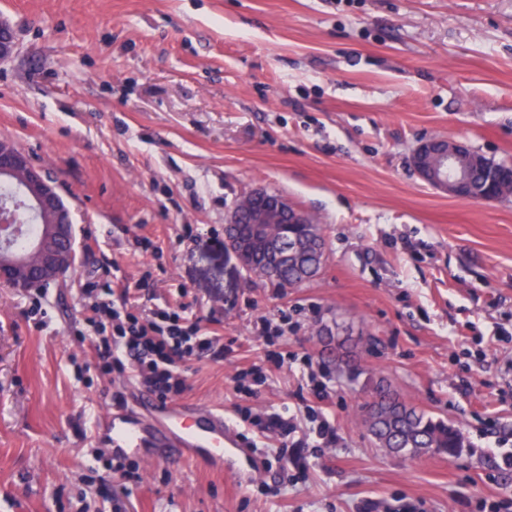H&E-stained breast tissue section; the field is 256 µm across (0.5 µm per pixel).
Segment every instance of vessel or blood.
Masks as SVG:
<instances>
[{
	"label": "vessel or blood",
	"mask_w": 512,
	"mask_h": 512,
	"mask_svg": "<svg viewBox=\"0 0 512 512\" xmlns=\"http://www.w3.org/2000/svg\"><path fill=\"white\" fill-rule=\"evenodd\" d=\"M139 401L146 415L130 411L110 420L114 456L161 454L177 462H201L230 474L242 486L265 471V457L237 437L223 410H193L147 393Z\"/></svg>",
	"instance_id": "vessel-or-blood-1"
}]
</instances>
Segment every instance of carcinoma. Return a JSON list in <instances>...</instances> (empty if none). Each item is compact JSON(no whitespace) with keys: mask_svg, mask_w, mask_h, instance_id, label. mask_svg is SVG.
<instances>
[{"mask_svg":"<svg viewBox=\"0 0 512 512\" xmlns=\"http://www.w3.org/2000/svg\"><path fill=\"white\" fill-rule=\"evenodd\" d=\"M321 265L304 258L280 269L268 281L284 288L317 276ZM363 424L373 444L397 457L443 454L454 457L467 447L461 429L428 411L403 401L391 385L379 382L371 400L360 407Z\"/></svg>","mask_w":512,"mask_h":512,"instance_id":"obj_1","label":"carcinoma"}]
</instances>
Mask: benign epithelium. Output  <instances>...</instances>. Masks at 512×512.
<instances>
[{"label": "benign epithelium", "mask_w": 512, "mask_h": 512, "mask_svg": "<svg viewBox=\"0 0 512 512\" xmlns=\"http://www.w3.org/2000/svg\"><path fill=\"white\" fill-rule=\"evenodd\" d=\"M18 50V39L7 20L0 17V63ZM477 151L452 137H434L418 144L412 165L430 188L465 202H500L512 198V166L502 171L486 166L481 172L486 188L469 191L480 164ZM0 181L14 184L16 195L0 205V284L22 292H40L63 281L76 270L81 255L70 209L57 191L48 169L8 139H0ZM40 224L41 233L30 240L27 249L14 247L25 224ZM308 224V213L287 196L257 187L240 198L227 225L234 230L227 242L243 269L256 274L255 260L264 254L273 264L288 257L293 245L283 236L270 233V225Z\"/></svg>", "instance_id": "benign-epithelium-1"}]
</instances>
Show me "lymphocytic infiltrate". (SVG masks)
<instances>
[{"label":"lymphocytic infiltrate","mask_w":512,"mask_h":512,"mask_svg":"<svg viewBox=\"0 0 512 512\" xmlns=\"http://www.w3.org/2000/svg\"><path fill=\"white\" fill-rule=\"evenodd\" d=\"M128 301L125 291L115 299L97 293L91 297V320L101 334L98 356L104 368L119 373L133 369L151 394L170 400L188 389L179 366L182 359L204 353L223 358V337L201 335L197 323L161 307L119 315L116 303Z\"/></svg>","instance_id":"f902f5d3"}]
</instances>
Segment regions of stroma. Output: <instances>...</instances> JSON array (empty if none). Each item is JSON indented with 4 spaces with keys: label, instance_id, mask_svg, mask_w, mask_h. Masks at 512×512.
I'll use <instances>...</instances> for the list:
<instances>
[{
    "label": "stroma",
    "instance_id": "1",
    "mask_svg": "<svg viewBox=\"0 0 512 512\" xmlns=\"http://www.w3.org/2000/svg\"><path fill=\"white\" fill-rule=\"evenodd\" d=\"M0 16L19 43L0 64V138L53 170L83 244L46 295L0 286V512L512 502V470L491 455L512 434V200L448 198L411 166L439 136L512 163V0H0ZM258 186L317 218L315 280L278 287L227 250L225 219ZM127 285L134 307L183 306L223 336V359L181 361V401L256 441L269 466L250 485L113 457L103 422L142 387L101 368L83 296ZM271 350L280 369L238 390L236 371ZM380 380L467 448H376L359 407ZM245 411L293 418L295 447ZM319 415L334 441L315 435Z\"/></svg>",
    "mask_w": 512,
    "mask_h": 512
}]
</instances>
